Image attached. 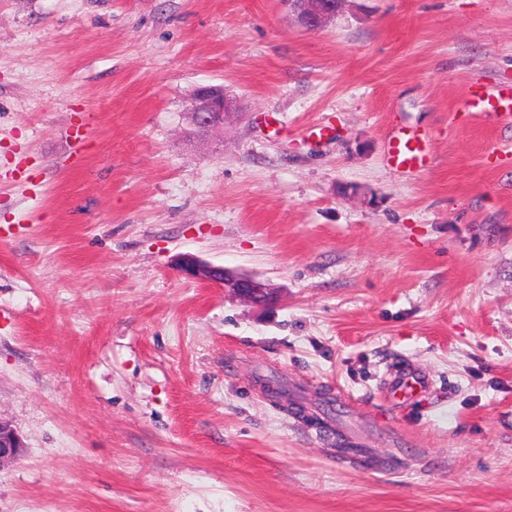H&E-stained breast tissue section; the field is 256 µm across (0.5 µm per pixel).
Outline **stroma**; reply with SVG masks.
I'll use <instances>...</instances> for the list:
<instances>
[{"mask_svg": "<svg viewBox=\"0 0 512 512\" xmlns=\"http://www.w3.org/2000/svg\"><path fill=\"white\" fill-rule=\"evenodd\" d=\"M510 88L512 0H0V512H512ZM282 0L297 19L298 24L309 31H316L333 19L346 0ZM237 109L236 101L224 95L223 87L199 86L192 93L191 132L207 136L223 130L231 117L238 116ZM388 158L397 167H424L427 162L424 138L416 132L398 130L388 139ZM179 268L192 279L224 288V292L248 302L272 305L277 300L274 288L262 280L235 276L224 267L209 265L190 255L182 257ZM387 391L393 397L407 396L418 390L427 389L431 382L429 376L415 368H405L397 371L386 379ZM25 448L12 424L0 418V466L19 458Z\"/></svg>", "mask_w": 512, "mask_h": 512, "instance_id": "1", "label": "stroma"}]
</instances>
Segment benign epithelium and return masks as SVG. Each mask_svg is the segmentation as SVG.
<instances>
[{
  "label": "benign epithelium",
  "mask_w": 512,
  "mask_h": 512,
  "mask_svg": "<svg viewBox=\"0 0 512 512\" xmlns=\"http://www.w3.org/2000/svg\"><path fill=\"white\" fill-rule=\"evenodd\" d=\"M297 19L298 24L309 31H316L333 19L346 0H282ZM236 101L224 95V89L199 86L192 93L189 112L191 130L207 136L224 128V124L238 115ZM180 270L192 279L209 283L245 301L271 305L277 297L275 290L255 277H239L225 268L204 263L193 256L182 257ZM24 444L12 424L0 418V465L19 458Z\"/></svg>",
  "instance_id": "benign-epithelium-1"
}]
</instances>
